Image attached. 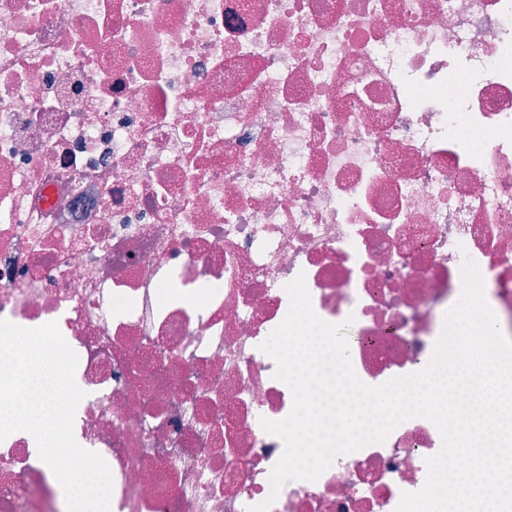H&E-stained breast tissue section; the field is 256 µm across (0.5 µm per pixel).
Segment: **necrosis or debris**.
Returning a JSON list of instances; mask_svg holds the SVG:
<instances>
[{
    "mask_svg": "<svg viewBox=\"0 0 512 512\" xmlns=\"http://www.w3.org/2000/svg\"><path fill=\"white\" fill-rule=\"evenodd\" d=\"M468 258L512 339V0H0V319L77 353L111 512H395L437 427L272 494L260 345L301 275L364 383L419 372ZM0 512H66L20 433Z\"/></svg>",
    "mask_w": 512,
    "mask_h": 512,
    "instance_id": "necrosis-or-debris-1",
    "label": "necrosis or debris"
}]
</instances>
